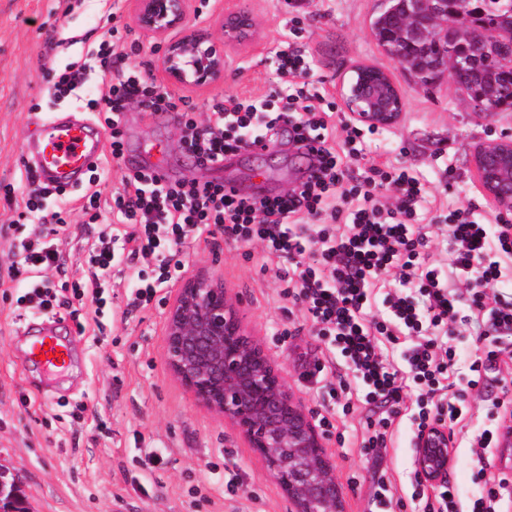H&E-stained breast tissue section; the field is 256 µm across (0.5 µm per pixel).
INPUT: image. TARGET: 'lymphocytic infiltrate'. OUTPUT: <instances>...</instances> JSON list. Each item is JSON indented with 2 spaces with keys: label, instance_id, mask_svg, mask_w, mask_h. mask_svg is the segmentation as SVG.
<instances>
[{
  "label": "lymphocytic infiltrate",
  "instance_id": "obj_1",
  "mask_svg": "<svg viewBox=\"0 0 512 512\" xmlns=\"http://www.w3.org/2000/svg\"><path fill=\"white\" fill-rule=\"evenodd\" d=\"M116 34V27H107L91 64L75 61L61 68L49 53L41 62L51 78L47 91L58 100L84 85L92 68L101 70V88L82 107L109 130L113 161L124 155L119 116L136 102L151 112L178 113L183 147L200 165L278 143L283 131L290 146L309 147L315 163L308 178L288 192L253 198L227 192L220 182H162L138 169L126 172L108 207L124 225L123 234L100 230L88 248L86 275L58 287L47 277L63 265L56 227L64 223L68 203L94 206L100 193L90 183L68 189L44 185L34 168H26L24 196L13 185L0 188L9 210L38 217L15 237V262L6 269L9 278L22 280L19 306L48 315L61 306L64 291L102 306L113 269L143 259L155 268L153 276L132 282L129 304L137 307L181 276V256L202 234L228 243L260 242L283 261L274 271L281 298L326 345L321 369L337 379L330 396L349 408L358 397L375 406L360 442L363 452L386 447L389 431L403 418L400 405L416 387L417 409L409 418L413 434L435 425L460 430L479 463H487V451L501 433L496 427L467 429L470 408L449 381L457 355L449 339L471 335L477 353L471 371L495 366L494 382L503 396L512 395V366L496 367L504 359L512 363V299L497 291L512 277V213L485 217L475 202L457 201L444 227L435 229L426 215L436 198L417 173L388 161L354 173L353 165L369 149L363 128L348 123L336 129L323 95L304 85L286 95V111H271L259 99L220 100L211 103L207 123H198L186 98L123 68ZM438 234L448 246L444 263L430 261L426 253ZM507 484L500 476L480 479L466 509L456 489L444 484L426 509L499 512Z\"/></svg>",
  "mask_w": 512,
  "mask_h": 512
}]
</instances>
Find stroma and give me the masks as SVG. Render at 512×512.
Here are the masks:
<instances>
[{"instance_id": "35a3bbf8", "label": "stroma", "mask_w": 512, "mask_h": 512, "mask_svg": "<svg viewBox=\"0 0 512 512\" xmlns=\"http://www.w3.org/2000/svg\"><path fill=\"white\" fill-rule=\"evenodd\" d=\"M109 7L108 0H82L66 14L59 0H0V183L19 184L36 123L76 109L72 101L49 97L41 54L55 49L63 65L84 59L101 40ZM383 7L382 0H190L185 33L221 42V19L231 10L250 13L257 25L252 43L225 47L222 85L188 91L198 120H207L215 99L278 95L281 83L272 62L286 50L303 58L309 82L333 102L331 121L340 126L348 120L341 90L351 68L376 67L401 92L404 110L396 125L370 135L373 149L359 168L402 163L422 175L438 199L470 198L480 213L490 212L473 178V150L479 142L512 135V112L480 117L445 75L431 87L417 85L371 33L370 23ZM131 8V0H122L116 20L124 62L162 78L161 52L134 26ZM120 129L127 154L162 146L170 180L221 178L245 196L255 194L259 183L271 193L295 186L308 165L280 144L240 152L219 172L196 166L176 125L136 104L121 115ZM96 230L80 211L68 216L59 232L68 278L82 276L83 248ZM182 260L186 275L220 278L240 300L248 328L310 415L331 414L334 427L325 442L346 512H378L372 503L378 469L392 476L401 497L392 512H423L435 488L425 486L421 497L413 494L415 449L408 430L394 433L380 456L362 454L355 438L366 426L364 405L343 411L327 388L304 381L322 361L325 345L299 315L288 314L263 246L211 238L188 248ZM175 291L168 286L149 305L131 308L127 281L116 280L104 293L98 322L90 307L65 300L51 321L72 359L50 374L28 354L33 317L17 307L16 282L0 281V477L16 484L28 512H291L287 495L238 430L195 404L169 370L164 333ZM471 351L470 342L461 341L451 379L465 394L473 424L487 426L496 391L468 387ZM152 452L161 462L148 470L141 461ZM478 469L470 449L455 448L448 480L462 502L478 490ZM233 474L239 484L231 491L226 483Z\"/></svg>"}]
</instances>
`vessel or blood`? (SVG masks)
<instances>
[{
	"label": "vessel or blood",
	"mask_w": 512,
	"mask_h": 512,
	"mask_svg": "<svg viewBox=\"0 0 512 512\" xmlns=\"http://www.w3.org/2000/svg\"><path fill=\"white\" fill-rule=\"evenodd\" d=\"M105 136L100 127L85 117L53 115L43 120L29 140L25 158L34 165L42 181L72 187L82 184L97 166L104 151ZM34 361L58 369L69 363L70 352L50 330H42L30 345Z\"/></svg>",
	"instance_id": "vessel-or-blood-1"
}]
</instances>
